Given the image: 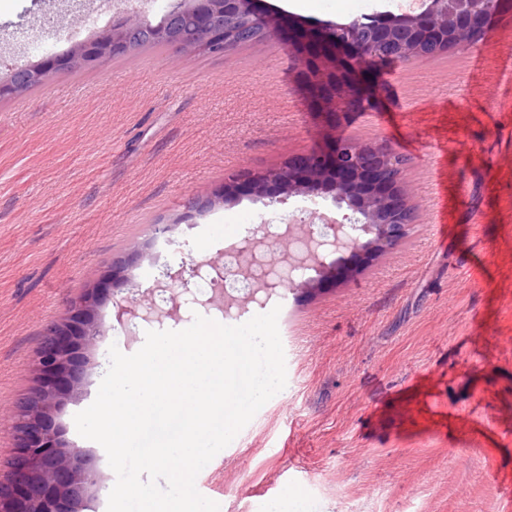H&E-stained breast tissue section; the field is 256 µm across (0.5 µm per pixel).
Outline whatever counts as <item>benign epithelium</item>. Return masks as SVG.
<instances>
[{
  "instance_id": "7a95c632",
  "label": "benign epithelium",
  "mask_w": 512,
  "mask_h": 512,
  "mask_svg": "<svg viewBox=\"0 0 512 512\" xmlns=\"http://www.w3.org/2000/svg\"><path fill=\"white\" fill-rule=\"evenodd\" d=\"M262 0H179L167 15L172 20L186 16L193 22L195 40L187 48L181 41L171 42L172 48L183 53L187 49L196 54L222 56L236 48L234 36L219 26V20L230 15L245 18L251 23L266 22L270 13L261 7ZM466 12L461 21L466 24V42L476 39L489 27L498 12L483 11L482 0H461ZM439 11L433 5L410 19L415 27L407 37L382 35L381 40L368 41L338 38L333 29L313 34L307 30L291 33L298 39V48L304 57L300 81L318 112L335 117L344 112L340 99L346 86H358L362 60L369 50H377L378 60L403 61L413 57H430L425 49L435 42L440 31L448 26L437 23ZM142 21L129 11L122 10L112 23L95 32L89 39L77 43L66 55L49 54L21 71L0 78V99L16 96L20 81L42 85L48 75L88 65L95 66L129 53L125 42L128 30ZM396 154L384 144L358 146L334 141L329 148L310 157L264 173L239 172L228 178L224 198L232 199L237 188L247 185L256 196L271 203H281L286 197L318 194L317 186L336 194V203L346 204L357 218L349 223L332 219L315 231L307 225V251L294 252L291 225L284 232H273L263 224L244 244L232 250L229 263H209L216 277L211 280L214 295L203 300L207 305L215 301L224 304V312L238 305L224 283L231 280L249 289L245 300L256 299L290 285L311 288V279L296 281L288 278V271L298 264L316 266V271L327 276L336 271L342 258L331 262L324 256L348 251L386 250L404 239L412 224L411 207L402 185V175L393 174ZM202 265L178 270L167 269L157 279L151 293L180 288L194 295L192 279L201 276ZM101 289L90 288L71 305L68 320L47 330L34 366L33 391L15 405L11 428L15 435L17 454L7 482L0 481V512H78L87 492L97 486L100 475L81 449L64 438L55 423V415L71 398L83 374L82 350L93 346L100 337L97 316ZM167 314L155 301H150L144 312L132 306L117 305L116 320L130 323L136 318L160 320Z\"/></svg>"
}]
</instances>
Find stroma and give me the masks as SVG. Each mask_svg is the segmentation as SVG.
Here are the masks:
<instances>
[{
    "mask_svg": "<svg viewBox=\"0 0 512 512\" xmlns=\"http://www.w3.org/2000/svg\"><path fill=\"white\" fill-rule=\"evenodd\" d=\"M117 2L0 0V73L39 59L26 32L77 29L87 9L110 19ZM265 2L323 29L351 21L358 0ZM511 54L508 9L475 44L388 64L377 107L338 120L315 111L278 28L221 56L143 47L0 99V480L45 331L85 289L102 287L101 336L55 422L102 476L81 512H107L116 476L74 416L96 397L110 345L131 354L148 330L224 319L175 288L169 317L124 331L118 303H147L164 269L223 261L245 225L293 219L290 199L215 202L232 173L335 139L411 141L407 237L343 278L273 293L286 386L196 488L220 512H512V82L499 66Z\"/></svg>",
    "mask_w": 512,
    "mask_h": 512,
    "instance_id": "35a3bbf8",
    "label": "stroma"
}]
</instances>
